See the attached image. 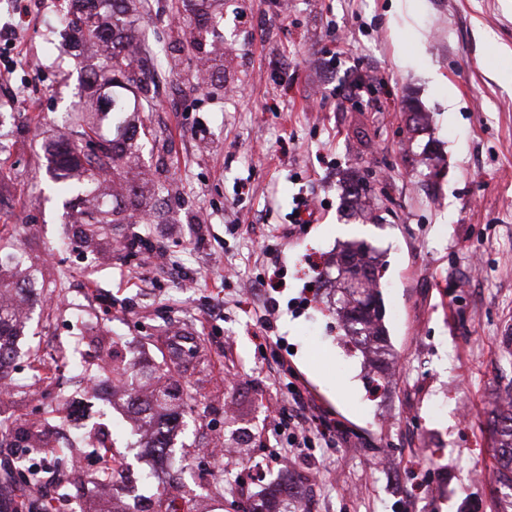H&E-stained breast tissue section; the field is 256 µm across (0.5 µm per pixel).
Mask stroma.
Masks as SVG:
<instances>
[{"instance_id":"obj_1","label":"stroma","mask_w":512,"mask_h":512,"mask_svg":"<svg viewBox=\"0 0 512 512\" xmlns=\"http://www.w3.org/2000/svg\"><path fill=\"white\" fill-rule=\"evenodd\" d=\"M280 1L223 0L212 39L224 64L202 82L189 0H134L148 72L139 155L157 184L140 231L152 246L109 244L100 262L69 245L40 149L83 91V64L54 31L70 2L0 0V136L13 143L0 154L11 172L0 225L15 228L44 285L0 373L11 386L0 418L65 420L60 352L91 364L105 340L131 369L159 359L165 331L199 332L205 356H186L176 375L194 397L190 425L171 438L191 473L137 447L118 392L89 412L111 424L127 481L81 496L143 501L138 476L151 465L194 512L281 504L283 481L311 512H512L492 427L512 406V0ZM358 180L377 223L344 204ZM261 238L277 256L257 249ZM358 240L382 263L389 336L372 363L347 354L323 275ZM292 380L349 444L285 455L274 429ZM212 438L235 451L232 483L201 455ZM256 459L268 464L261 482Z\"/></svg>"}]
</instances>
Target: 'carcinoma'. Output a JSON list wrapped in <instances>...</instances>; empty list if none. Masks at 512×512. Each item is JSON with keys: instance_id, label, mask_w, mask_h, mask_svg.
I'll use <instances>...</instances> for the list:
<instances>
[{"instance_id": "carcinoma-1", "label": "carcinoma", "mask_w": 512, "mask_h": 512, "mask_svg": "<svg viewBox=\"0 0 512 512\" xmlns=\"http://www.w3.org/2000/svg\"><path fill=\"white\" fill-rule=\"evenodd\" d=\"M208 0H198L186 18L192 29L190 46L201 48L210 34ZM127 0H72L71 10L64 16V28L72 33L75 43L94 50L97 63L86 79L88 94L69 113L70 134L44 144L54 190L67 198L68 217L74 228L73 242L93 253L109 242L112 225L126 224L133 215L141 216L139 197L143 182L128 178V169L139 166L135 150L138 126L131 118L126 98L114 88L133 86L145 78L140 59L133 47L137 45L134 22L128 20ZM84 140L98 142V151L87 153ZM20 250L17 238L0 230V369L15 356V339L24 333L30 317L24 316L17 302L26 289L28 268L18 272L14 263ZM375 248L363 241H352L340 249L336 260V280L352 282L358 274L372 272L364 298L340 299L339 313L346 336H371L376 345L387 342L388 330L383 323L379 292L378 262L372 256ZM181 368L180 358L148 361L142 369L153 376L154 384L147 401L132 391V380L125 370L107 359L97 364V371L121 381L128 392V406L136 415L143 431L174 419V401L191 398L172 387L169 379ZM500 437L502 478L512 486V412L493 420ZM14 436L20 448L54 450L46 432L29 422L0 420V433Z\"/></svg>"}]
</instances>
